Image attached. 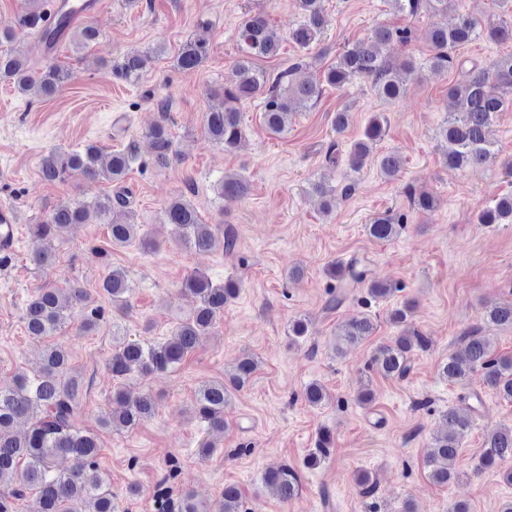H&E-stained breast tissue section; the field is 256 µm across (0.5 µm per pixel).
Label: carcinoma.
I'll return each mask as SVG.
<instances>
[{"mask_svg": "<svg viewBox=\"0 0 512 512\" xmlns=\"http://www.w3.org/2000/svg\"><path fill=\"white\" fill-rule=\"evenodd\" d=\"M301 20L290 34L291 41L301 49L319 41L328 17L323 0H296ZM392 8L400 14L414 15L423 8L442 11L448 8V0H390ZM40 0H25V7L17 19L18 28L26 33L40 31ZM494 42L512 41V20L503 18L497 23L483 24L468 15H460L448 26L426 33L425 40L431 54L426 60L427 69L433 74L448 72L454 67L455 52L480 37ZM98 31L92 25H84L71 32L75 47H84L96 40ZM411 32L406 28L378 24L361 41L356 42L339 55L336 63L321 76L305 82L294 80L297 63L269 79L256 67L254 60L278 55L280 42L269 27L267 16L256 13L247 16L237 30L238 59L235 62V82L224 87L222 106L204 113V127L208 140L233 151L245 140L241 126L240 107L247 101L261 96L263 123L266 129L281 135L287 131L289 117L316 104L322 95L323 85L340 88L355 78H366L379 99L386 103L399 99L406 90L408 76L415 66L411 58L393 60L388 55L395 43L406 45ZM161 51L156 46L144 53L126 54L108 63L112 77L121 82H140L150 56ZM208 52L206 39L196 38L186 42L175 57V67L183 72L198 69ZM0 80L16 86L22 94L37 98H52L60 94L72 80V73L46 59L42 68L32 70L26 59L0 50ZM512 90V55L492 60L462 74V79L448 88V94L460 105L457 112L448 113V119L440 128V135L451 145L446 155L448 166L457 169L479 167L496 158L493 126L498 112L506 99L504 91ZM387 120L383 115L373 116L365 126L350 153V169L358 173L367 162L377 164L380 172L389 179L401 170V160L394 153L381 156L373 154V148L386 134ZM144 137L149 140L154 161L166 167L175 157L173 141L168 130V113H162L161 122L148 128ZM100 146L91 143L80 150L52 151L41 159L42 179L48 183L65 181L72 177L86 180H105L111 183L124 181L131 164L137 157L136 146L127 145L114 150L105 164L99 163ZM215 191L219 199L231 202L243 198L248 185L234 174L224 175ZM308 192L317 195L325 211L336 205L335 191L321 181L309 182ZM413 205L420 211L431 212L439 204L434 195L410 193ZM108 226L112 245L126 247L135 242L143 249H151L154 243L140 233V225L132 222L133 211L129 197L118 192L106 195L92 203L78 199L61 201L36 224L28 225V233L34 245L31 261L38 268L52 264V256L39 248L38 243L48 239H62L75 224H84L89 217ZM484 224H512V196L495 200L480 211ZM163 223L170 224L184 246L198 251L222 250L226 253L235 247L231 230L219 224L203 223L197 210L182 197L166 203ZM401 230V220L384 213L374 217L366 225L369 237L377 241H390ZM107 269L101 288L112 301L116 314H128V298L132 285L127 274L113 268L107 262L108 252L98 250ZM330 279L338 280L341 292L330 294L325 303L328 311L339 309L348 288H364L374 299H386L398 288L393 283L369 278L363 261L354 258L339 266L326 269ZM240 282L227 279L217 284L205 274L195 271L183 282V290L197 298V306L175 327L169 339L149 343L127 337L123 325L112 322V356L109 368L112 377L122 379L133 371L142 376L166 372L178 367L196 346L200 337L208 334L224 314V304L235 298ZM410 307L395 309L390 314L392 324L403 327L400 335L377 347L371 358V368L384 377H403L411 368L410 356L416 349H425L429 339L407 325ZM103 318L99 308L87 309V295L79 285L62 291L46 287L28 302L23 320L29 336L41 340L53 335L65 324L79 320V331H93ZM485 320L498 326L512 328V303L489 306ZM375 330L368 317H362L343 326L334 339V351L341 354L344 347L354 345ZM465 356L448 357L441 364L439 374L451 383L465 381L474 372L482 373L487 388L512 399V357L496 354L492 345L482 336L463 337ZM258 367L251 356L239 360L228 379L203 385L196 393L193 405L195 416L215 429H224V408L230 399V390L243 386ZM84 384L69 365L68 352L52 346L45 350L40 370L29 375L18 373L10 386L0 387V512H16L14 500L24 496L26 490H36L31 512H79V506L89 505L87 512H119L117 502L105 479L97 469L99 453L98 437L75 428L71 422ZM305 398L312 405H320L329 399L325 388L312 383L305 389ZM154 398L148 393L132 396L117 388L112 392L111 411L102 424L105 427L133 429L150 419L154 413ZM29 421L23 434L14 432L20 420ZM446 432L435 439L434 451L427 461L430 476L437 483L450 481L456 473V462L471 423V414L455 408L444 414ZM331 436L320 432L316 448L307 458V464L316 466L330 454ZM76 458L82 468L71 470L65 461ZM512 458V427L501 426L489 431L484 440L476 469H482ZM262 482L271 488L281 500L288 501L299 494L300 479L288 466L270 469L263 473ZM168 478L159 483L155 505L157 512H203L190 491L173 494L167 486ZM224 512H244L240 490L234 485L224 486Z\"/></svg>", "mask_w": 512, "mask_h": 512, "instance_id": "cac0c4a2", "label": "carcinoma"}]
</instances>
